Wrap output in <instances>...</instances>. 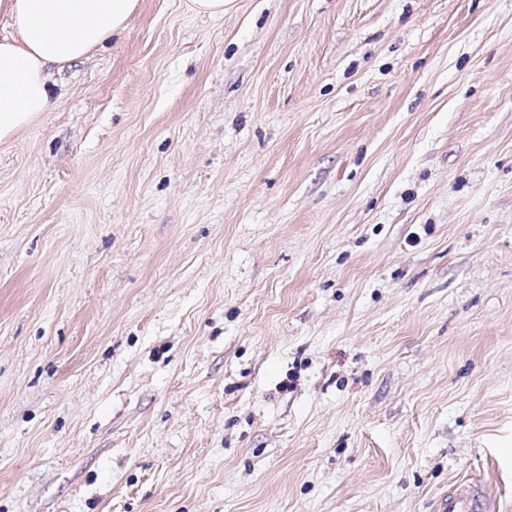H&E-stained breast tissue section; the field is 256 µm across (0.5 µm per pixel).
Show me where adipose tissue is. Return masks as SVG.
Segmentation results:
<instances>
[{
	"instance_id": "1",
	"label": "adipose tissue",
	"mask_w": 512,
	"mask_h": 512,
	"mask_svg": "<svg viewBox=\"0 0 512 512\" xmlns=\"http://www.w3.org/2000/svg\"><path fill=\"white\" fill-rule=\"evenodd\" d=\"M137 0H0V144L56 103L50 71L89 58L124 30Z\"/></svg>"
}]
</instances>
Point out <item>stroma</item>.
<instances>
[{
  "label": "stroma",
  "instance_id": "stroma-1",
  "mask_svg": "<svg viewBox=\"0 0 512 512\" xmlns=\"http://www.w3.org/2000/svg\"><path fill=\"white\" fill-rule=\"evenodd\" d=\"M0 145V512H512V0H138ZM430 508L431 512H484L486 502L474 485L461 482L433 499Z\"/></svg>",
  "mask_w": 512,
  "mask_h": 512
}]
</instances>
